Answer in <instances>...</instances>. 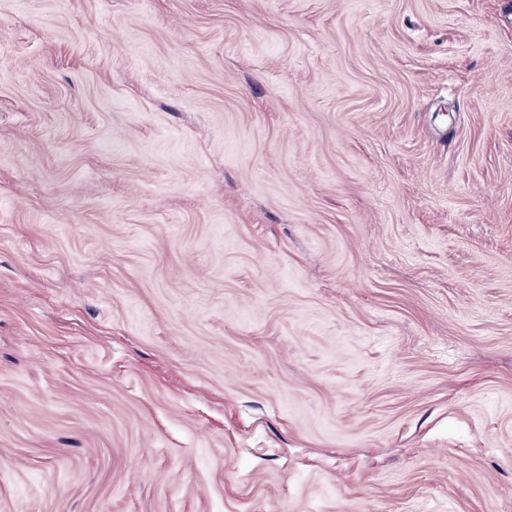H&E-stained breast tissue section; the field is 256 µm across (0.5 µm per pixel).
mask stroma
<instances>
[{
    "label": "stroma",
    "mask_w": 512,
    "mask_h": 512,
    "mask_svg": "<svg viewBox=\"0 0 512 512\" xmlns=\"http://www.w3.org/2000/svg\"><path fill=\"white\" fill-rule=\"evenodd\" d=\"M0 512H512V0H0Z\"/></svg>",
    "instance_id": "obj_1"
}]
</instances>
